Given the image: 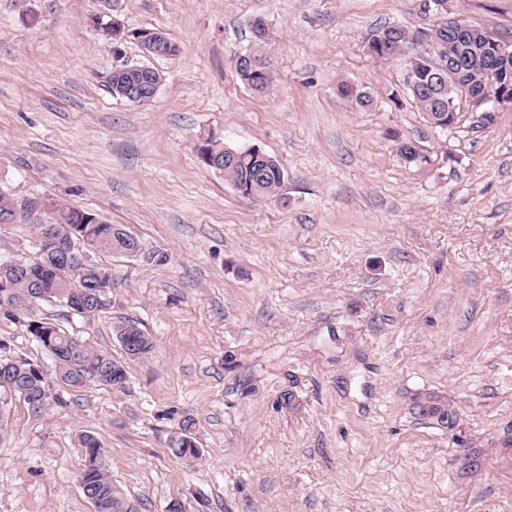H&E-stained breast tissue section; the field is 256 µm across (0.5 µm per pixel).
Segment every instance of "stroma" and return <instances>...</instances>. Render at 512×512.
<instances>
[{"mask_svg":"<svg viewBox=\"0 0 512 512\" xmlns=\"http://www.w3.org/2000/svg\"><path fill=\"white\" fill-rule=\"evenodd\" d=\"M448 10L512 42V0ZM99 14V0H0V191L68 200L168 261L91 248L114 278L107 309L0 314V356L37 365L52 395L35 411L0 392V512H92L84 434L139 512H512V111L461 99L438 131L403 58L367 53L375 26L431 24L424 0H112L111 39ZM256 17L263 92L232 64ZM135 29L180 54L146 58ZM124 62L162 75L149 104L106 87ZM210 133L275 157L277 193L246 199L206 168L194 145ZM402 140L425 161H405ZM35 252L27 222L0 224V260ZM124 319L154 347L122 389L69 390L26 327L53 322L120 359ZM422 393L446 397L457 428L420 418ZM188 418L200 454L180 458Z\"/></svg>","mask_w":512,"mask_h":512,"instance_id":"obj_1","label":"stroma"}]
</instances>
